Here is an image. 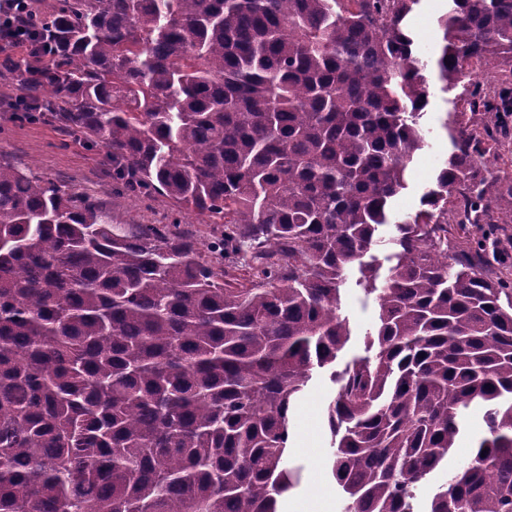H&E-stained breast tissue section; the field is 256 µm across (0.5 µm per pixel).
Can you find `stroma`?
I'll return each instance as SVG.
<instances>
[{
    "label": "stroma",
    "mask_w": 512,
    "mask_h": 512,
    "mask_svg": "<svg viewBox=\"0 0 512 512\" xmlns=\"http://www.w3.org/2000/svg\"><path fill=\"white\" fill-rule=\"evenodd\" d=\"M448 7V0H420L411 16L420 55L429 63L440 42L438 20ZM424 76L430 84V97L420 126L427 145L414 160L407 189L392 202V214L398 219L419 210L422 192L434 182L451 151L443 123L448 114L454 113L459 92H441L434 84L435 73L430 67ZM24 91L18 77H0V162L55 183L62 190L91 196L116 224H168L177 217L181 220L180 232L191 236L203 251L222 234L223 225L199 223L194 213L178 212L168 197L117 195L112 190V167L105 148L90 142L79 131L63 128L51 114L36 123L17 120L15 100ZM358 276L357 270H350L340 310L350 323L351 340L332 369L314 371L290 416L288 454L292 464L300 468L301 480L296 488L279 497V512H342L341 492L331 473L333 448L326 407L338 390L332 371L342 370L352 358L364 355L366 337L377 324L376 297L357 286Z\"/></svg>",
    "instance_id": "obj_1"
}]
</instances>
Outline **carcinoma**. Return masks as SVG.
<instances>
[{"label": "carcinoma", "mask_w": 512, "mask_h": 512, "mask_svg": "<svg viewBox=\"0 0 512 512\" xmlns=\"http://www.w3.org/2000/svg\"><path fill=\"white\" fill-rule=\"evenodd\" d=\"M420 0H56L29 26L41 112L112 160L121 195L224 224L206 262L169 224L112 225L79 193L0 163V512H277L300 483L289 417L351 339L347 269L376 295L367 355L326 416L343 512H415L466 410L486 435L427 512H512V0H450L441 90L453 150L422 209L370 254L425 147ZM466 230L448 257V213ZM394 224H385L379 228L377 243L373 246L371 253L376 257L379 266V281L382 282L389 273L393 261L389 260L390 255L395 251L392 238L395 236Z\"/></svg>", "instance_id": "carcinoma-1"}]
</instances>
